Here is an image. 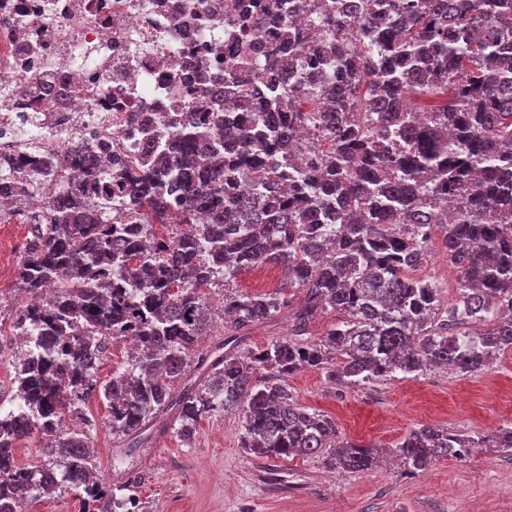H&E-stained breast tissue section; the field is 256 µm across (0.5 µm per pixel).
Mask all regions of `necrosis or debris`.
<instances>
[{
	"mask_svg": "<svg viewBox=\"0 0 512 512\" xmlns=\"http://www.w3.org/2000/svg\"><path fill=\"white\" fill-rule=\"evenodd\" d=\"M36 19L45 35L22 69L14 53L32 41ZM226 37L224 0H0V159L104 145L134 154L142 131L113 102L152 116L191 112L195 79L180 60L195 51L223 77ZM44 80L63 83L66 95L23 111L15 90Z\"/></svg>",
	"mask_w": 512,
	"mask_h": 512,
	"instance_id": "obj_1",
	"label": "necrosis or debris"
}]
</instances>
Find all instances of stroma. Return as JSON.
I'll use <instances>...</instances> for the list:
<instances>
[{
  "label": "stroma",
  "mask_w": 512,
  "mask_h": 512,
  "mask_svg": "<svg viewBox=\"0 0 512 512\" xmlns=\"http://www.w3.org/2000/svg\"><path fill=\"white\" fill-rule=\"evenodd\" d=\"M233 287L301 299L278 265L242 272ZM285 384L296 402L334 418L340 438L360 445L392 448L423 425L487 435L512 423V349L474 373L443 367L345 387L306 369ZM82 415L101 476L128 486L145 512H512V457L494 448L464 463L444 457L415 473L390 461L338 474L318 456L250 453L234 412L203 417L191 442L168 431L132 451L113 438L99 398Z\"/></svg>",
  "instance_id": "stroma-1"
}]
</instances>
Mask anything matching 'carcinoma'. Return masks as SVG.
I'll return each instance as SVG.
<instances>
[{"mask_svg":"<svg viewBox=\"0 0 512 512\" xmlns=\"http://www.w3.org/2000/svg\"><path fill=\"white\" fill-rule=\"evenodd\" d=\"M303 12L329 15V34L296 26ZM224 22L235 34L224 79L197 102L201 119L164 142L146 138L115 176L92 150L41 162L58 187L28 215L17 284L55 289L14 321L28 349L12 361L15 392L0 410V512L57 491L78 512H131L135 497H116L127 486L96 472L89 431L63 426L93 394L129 448L173 423L188 442L202 417L234 412L258 455H323L356 472L378 451L336 443L335 421L296 404L289 375L314 369L350 386L431 367L469 373L512 349V0H266L257 10L224 0ZM316 93L330 107H294ZM228 98L238 110H219ZM65 168L73 174L60 182ZM15 180L42 193L1 161L0 185ZM115 201L146 222L145 239L112 223ZM200 211L207 222L183 232ZM435 227L460 272L446 308L439 285L415 276ZM265 264L302 291L296 307L280 292L230 291ZM219 285L225 339L199 351L212 324L202 289ZM327 312L336 322L308 339ZM281 314L289 335L237 355L253 327ZM126 336L136 354L99 379ZM35 433L41 461L22 465L16 445ZM488 446L512 453V425L489 435L425 425L393 453L418 472Z\"/></svg>","mask_w":512,"mask_h":512,"instance_id":"carcinoma-1","label":"carcinoma"}]
</instances>
